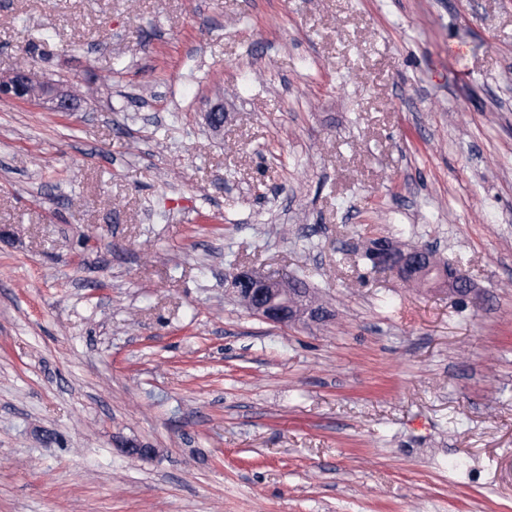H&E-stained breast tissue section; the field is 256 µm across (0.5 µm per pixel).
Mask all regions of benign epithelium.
Here are the masks:
<instances>
[{
	"label": "benign epithelium",
	"instance_id": "1",
	"mask_svg": "<svg viewBox=\"0 0 512 512\" xmlns=\"http://www.w3.org/2000/svg\"><path fill=\"white\" fill-rule=\"evenodd\" d=\"M0 99L24 103L48 102L56 112H69L72 109V100L67 94L37 81L34 73L27 68H20L0 78ZM370 256L376 270H392L402 280L426 271L436 286L448 288V294L474 302L478 300V290L473 281L437 257L429 246L404 249L392 242H374L370 246ZM234 287L249 311L277 326L288 327L305 321L320 323L330 318V314L310 301L301 288L294 285L288 290L284 288L283 278L270 273L242 271L235 276Z\"/></svg>",
	"mask_w": 512,
	"mask_h": 512
}]
</instances>
